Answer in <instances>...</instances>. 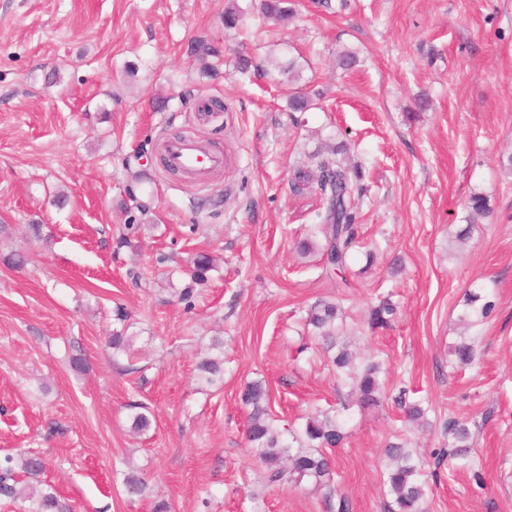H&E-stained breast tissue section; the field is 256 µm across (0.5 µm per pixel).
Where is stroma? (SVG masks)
<instances>
[{
    "label": "stroma",
    "mask_w": 512,
    "mask_h": 512,
    "mask_svg": "<svg viewBox=\"0 0 512 512\" xmlns=\"http://www.w3.org/2000/svg\"><path fill=\"white\" fill-rule=\"evenodd\" d=\"M225 3L0 0V259H25L0 262V461L39 454L30 486L54 487L72 512L160 500L170 512H336L310 483L266 484L238 399L259 381L277 426L344 418L333 484L351 512H392L391 442L438 464L426 512H512V0H293L285 23L240 0L234 30ZM196 39L219 48L215 75L188 56ZM276 57L296 59L298 83ZM299 87L322 94L309 111L288 106ZM211 101L221 111L200 123ZM173 137L212 143L223 169L203 183L172 174L161 156ZM326 142L361 170L340 275L297 249L320 199L293 191L294 174ZM475 194L489 211L470 225ZM199 254L214 265L185 303ZM471 291L493 309L468 328ZM384 298L396 313L369 329ZM320 299L340 307L358 361L428 401L427 425L404 424L389 399L356 405L304 324ZM118 327L133 347L116 360L106 338ZM216 337L224 375L210 384L197 365ZM464 337L476 359L462 370L451 349ZM137 404L153 421L144 434L131 429ZM448 418L474 433L467 467L436 461L453 444ZM131 472L147 484L134 501Z\"/></svg>",
    "instance_id": "1"
}]
</instances>
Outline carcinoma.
<instances>
[{
    "label": "carcinoma",
    "instance_id": "1",
    "mask_svg": "<svg viewBox=\"0 0 512 512\" xmlns=\"http://www.w3.org/2000/svg\"><path fill=\"white\" fill-rule=\"evenodd\" d=\"M264 14L276 21H286L293 14L288 0H264ZM243 15L240 6L230 0L224 9V27L234 29ZM189 55L204 63V73L214 70L208 62L210 58L220 56L214 45L198 40L189 45ZM343 149L329 146L312 155L318 175L300 169L295 174L294 186L300 187L317 180L322 199V208L317 212L319 223L312 226L306 237L298 243L300 253L306 255L317 249L327 263L336 270L347 266L350 252L357 238V225L354 224L350 205L351 169L339 159ZM322 235L323 242L315 246L313 238ZM211 270V259L205 254L196 256L193 261L191 280L202 284L207 280ZM466 309L461 320L474 324L486 318L492 304L482 300L478 292L467 294ZM395 313V306L384 299L374 306L369 314L368 324L371 328L382 327L388 323V317ZM342 316L340 309L333 302L319 300L307 311L306 323L311 326L315 336L322 340L326 350L336 348V336L340 331ZM211 348L217 355L201 360L197 368L201 377L211 383L221 374L224 365L223 342L215 339ZM456 362L468 366L475 359V346L471 341L461 340L453 347ZM380 365L367 362L356 367V374L351 376L356 384L357 404L362 409L377 406L385 395V384L380 379ZM402 391L395 398L406 420L413 424L426 422V409L422 402H409ZM270 393L260 382L247 384L240 394L241 404L249 409L246 428V440L252 456L266 467V482L269 485L285 483L299 484L303 481L325 490L326 498L337 499V512H349L345 497H335L333 470L326 448L338 447L345 438L343 418L329 412H321L306 418L300 429L276 427L269 418L268 404ZM443 431L452 436L454 444L448 456L460 462V467L467 466L465 460L471 448L472 433L468 423L459 419H448L442 423ZM45 468L43 459L28 454L18 458L7 457L0 464V495L14 501L30 502L26 512H71L70 505L56 491L46 489L37 496L25 494L20 485L19 474L30 478L39 476ZM384 488L393 497L395 512H424V502L429 487V480L436 473L427 471L425 464L414 458L412 451L402 443H390L385 450L383 470Z\"/></svg>",
    "mask_w": 512,
    "mask_h": 512
}]
</instances>
